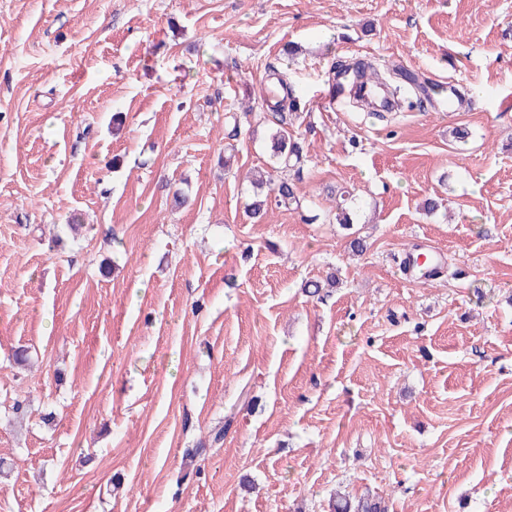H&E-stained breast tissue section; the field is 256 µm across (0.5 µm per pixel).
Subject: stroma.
<instances>
[{
	"label": "stroma",
	"mask_w": 512,
	"mask_h": 512,
	"mask_svg": "<svg viewBox=\"0 0 512 512\" xmlns=\"http://www.w3.org/2000/svg\"><path fill=\"white\" fill-rule=\"evenodd\" d=\"M357 64L419 88L338 108ZM273 66L302 206L256 220ZM0 457V512H512V0H0ZM334 206L329 210V215H327L329 224H339L343 227H349L350 224H353V220L351 217V203L353 204L355 200V195L350 191H343L340 193L339 197L336 199V194L334 195ZM333 512H385L381 499L363 495L355 498L339 497L332 504Z\"/></svg>",
	"instance_id": "obj_1"
}]
</instances>
